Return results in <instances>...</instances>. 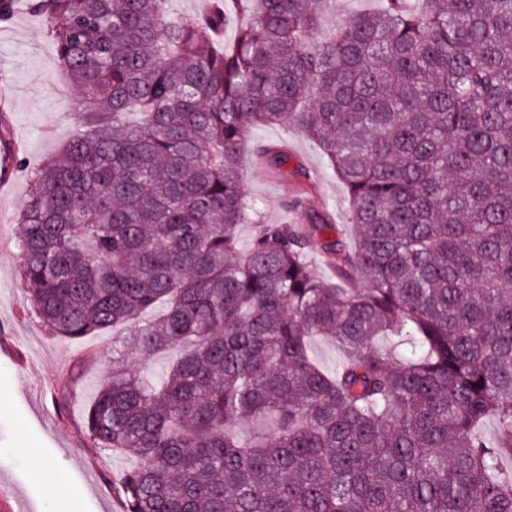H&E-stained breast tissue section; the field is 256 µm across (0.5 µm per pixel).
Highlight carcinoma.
<instances>
[{"label": "carcinoma", "instance_id": "carcinoma-1", "mask_svg": "<svg viewBox=\"0 0 512 512\" xmlns=\"http://www.w3.org/2000/svg\"><path fill=\"white\" fill-rule=\"evenodd\" d=\"M406 2L328 45L333 0L34 6L85 121L18 215L30 307L59 338L130 324L126 357L174 353L152 384L112 369L83 412L107 464L137 460L123 512H512V0ZM287 117L346 186L355 247L246 199L243 144Z\"/></svg>", "mask_w": 512, "mask_h": 512}]
</instances>
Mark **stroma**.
I'll list each match as a JSON object with an SVG mask.
<instances>
[{
    "mask_svg": "<svg viewBox=\"0 0 512 512\" xmlns=\"http://www.w3.org/2000/svg\"><path fill=\"white\" fill-rule=\"evenodd\" d=\"M382 6V0H336L320 11L312 38L328 41L348 16ZM1 87L7 97L0 123L21 162L0 191V512H11L19 499L29 512H122L115 482L134 461L116 454L104 462L81 416L117 361L112 343L123 332L107 329L76 341L47 335L29 309L19 276L23 256L16 216L30 174L62 150L81 113L78 92L61 71L32 0H16L13 15L0 21ZM266 147L285 148L287 167L275 173L263 167L258 151ZM299 164L312 182V206L331 210L343 234L353 235L345 185L319 147L289 120L254 128L241 156L243 192L265 223L294 222L288 202ZM87 360L95 369L81 392L73 393L72 377Z\"/></svg>",
    "mask_w": 512,
    "mask_h": 512,
    "instance_id": "1",
    "label": "stroma"
}]
</instances>
